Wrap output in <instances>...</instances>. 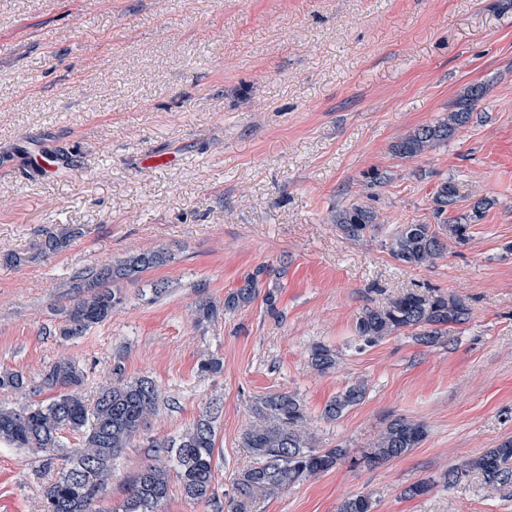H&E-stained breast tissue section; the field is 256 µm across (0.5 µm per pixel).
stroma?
<instances>
[{
    "mask_svg": "<svg viewBox=\"0 0 512 512\" xmlns=\"http://www.w3.org/2000/svg\"><path fill=\"white\" fill-rule=\"evenodd\" d=\"M473 83L486 95L465 127L419 157L394 153ZM32 149L68 163L40 175ZM376 170L387 180L374 187ZM447 180L468 243L400 263L386 239L433 223ZM354 201L377 216L360 241L332 222ZM62 228L68 246L44 252ZM162 245L171 261L127 284L110 319L49 335L83 270ZM261 266L276 313L258 298L195 326L199 296L223 302ZM159 282L170 291L156 298ZM412 290L458 296L470 317L436 345L401 330L358 349V313ZM317 344L336 351L335 371L312 367ZM204 354L223 358L221 374L199 372ZM63 356L85 366L90 398L117 360L155 381V438L219 403L224 501L250 464L238 441L251 400L297 393L316 447L351 460L248 512H337L356 494L374 512H512V485L442 481L512 439V0H0V370L35 378ZM360 380L363 402L321 420ZM397 417L424 423L425 440L367 466ZM36 467L0 442V512H39ZM426 479L428 494L404 497Z\"/></svg>",
    "mask_w": 512,
    "mask_h": 512,
    "instance_id": "1",
    "label": "stroma"
}]
</instances>
